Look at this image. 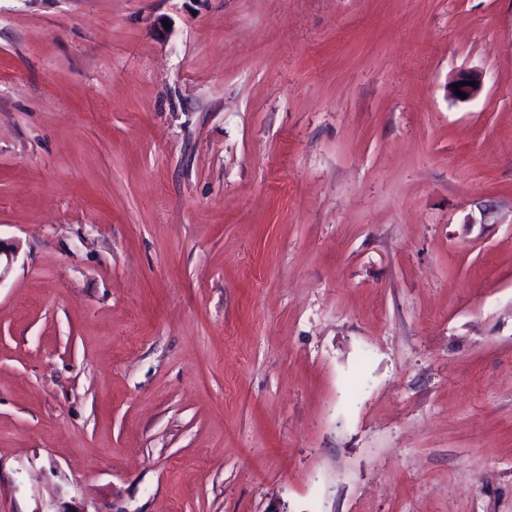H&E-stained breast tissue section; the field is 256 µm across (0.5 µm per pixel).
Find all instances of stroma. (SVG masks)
<instances>
[{
    "instance_id": "1",
    "label": "stroma",
    "mask_w": 512,
    "mask_h": 512,
    "mask_svg": "<svg viewBox=\"0 0 512 512\" xmlns=\"http://www.w3.org/2000/svg\"><path fill=\"white\" fill-rule=\"evenodd\" d=\"M0 242V512H512V0H0ZM469 82V81H476L475 87H472L470 85H459V89L461 92H464L467 94V98L465 99H471L476 97L479 92L481 91L484 83V74L482 71L479 70H466L461 71L454 80L450 83V94L456 98V99H462L456 95L455 90L453 88V84H459V82Z\"/></svg>"
}]
</instances>
